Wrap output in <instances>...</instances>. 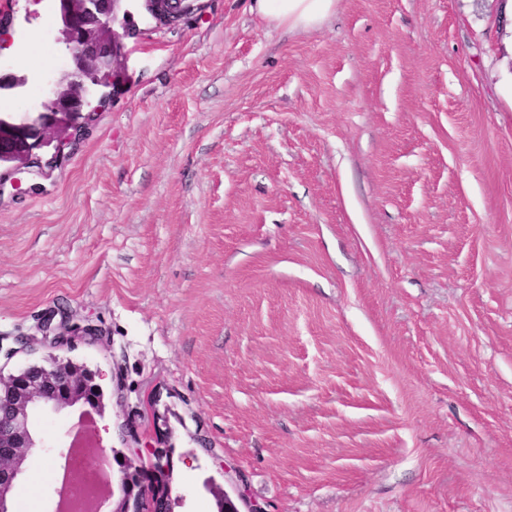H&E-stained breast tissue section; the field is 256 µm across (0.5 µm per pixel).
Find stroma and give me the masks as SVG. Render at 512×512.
<instances>
[{
    "mask_svg": "<svg viewBox=\"0 0 512 512\" xmlns=\"http://www.w3.org/2000/svg\"><path fill=\"white\" fill-rule=\"evenodd\" d=\"M121 86L57 137L68 60L35 0H0L43 78L0 125V343L96 325L103 447L148 382L184 512L239 471L267 512H512V11L336 0L310 29L252 0L158 26L130 5ZM79 409L35 415L16 512H53Z\"/></svg>",
    "mask_w": 512,
    "mask_h": 512,
    "instance_id": "obj_1",
    "label": "stroma"
}]
</instances>
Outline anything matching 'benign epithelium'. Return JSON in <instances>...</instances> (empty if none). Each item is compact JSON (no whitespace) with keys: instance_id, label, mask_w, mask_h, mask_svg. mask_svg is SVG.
Listing matches in <instances>:
<instances>
[{"instance_id":"1","label":"benign epithelium","mask_w":512,"mask_h":512,"mask_svg":"<svg viewBox=\"0 0 512 512\" xmlns=\"http://www.w3.org/2000/svg\"><path fill=\"white\" fill-rule=\"evenodd\" d=\"M129 0H56L55 40L65 45L70 65L55 78L52 96L42 111L79 115L90 105L89 88L107 85L122 71L125 51L123 35L128 33ZM142 8L160 24H174L201 13L206 0H140ZM123 27L118 32L116 25ZM41 343L53 351L65 347L74 337L64 324L51 329L41 326ZM102 375L84 364L53 354L47 363L32 364L17 375L0 374V512H14L13 500L26 471L25 463L37 447L33 417L38 411L57 415L79 407L81 416L89 411L104 414L105 395L99 383ZM163 387L147 388L139 401L136 418L121 426L122 447L107 454L95 447L96 457L112 458L117 470L98 512H174L183 497L173 495L177 482L174 448L169 445L172 430L158 406ZM216 512H267L252 498L243 477L224 469V487L209 486Z\"/></svg>"}]
</instances>
